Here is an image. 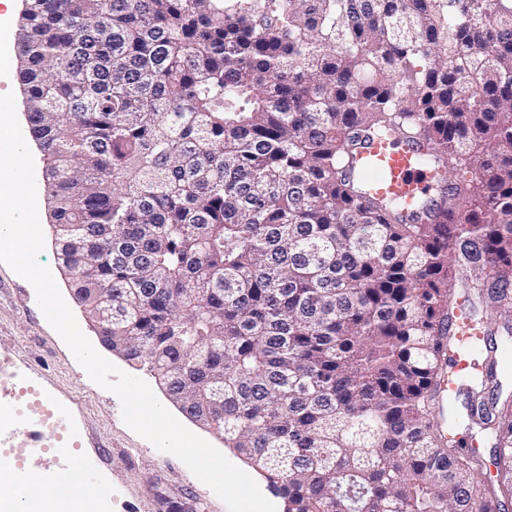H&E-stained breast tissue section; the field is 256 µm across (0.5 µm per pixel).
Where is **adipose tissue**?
<instances>
[{"instance_id":"obj_1","label":"adipose tissue","mask_w":512,"mask_h":512,"mask_svg":"<svg viewBox=\"0 0 512 512\" xmlns=\"http://www.w3.org/2000/svg\"><path fill=\"white\" fill-rule=\"evenodd\" d=\"M93 489L0 472V512H85Z\"/></svg>"}]
</instances>
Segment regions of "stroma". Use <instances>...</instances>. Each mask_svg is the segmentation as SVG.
<instances>
[{
    "instance_id": "stroma-1",
    "label": "stroma",
    "mask_w": 512,
    "mask_h": 512,
    "mask_svg": "<svg viewBox=\"0 0 512 512\" xmlns=\"http://www.w3.org/2000/svg\"><path fill=\"white\" fill-rule=\"evenodd\" d=\"M20 17L0 50V95L24 100L18 80L16 37ZM33 386L42 404L0 421V456H14L21 471L55 481H80L66 458L77 455L95 477L96 512H227V507L176 457L157 450L128 428L118 397L94 383L46 321L32 285L0 264V406H12V386ZM66 408L57 448L31 447L27 421L42 407Z\"/></svg>"
}]
</instances>
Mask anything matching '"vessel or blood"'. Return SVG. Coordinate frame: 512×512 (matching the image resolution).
<instances>
[{
  "label": "vessel or blood",
  "instance_id": "b4317fda",
  "mask_svg": "<svg viewBox=\"0 0 512 512\" xmlns=\"http://www.w3.org/2000/svg\"><path fill=\"white\" fill-rule=\"evenodd\" d=\"M421 149L396 135L363 138L354 155L357 170L368 173L366 198L387 201L401 200L406 210H415L438 182L443 172L422 166ZM449 331L458 343L451 359L447 378L442 386L447 394H455L460 382L470 376L476 364L466 347L482 342L484 333L471 321L465 300H457L452 307Z\"/></svg>",
  "mask_w": 512,
  "mask_h": 512
}]
</instances>
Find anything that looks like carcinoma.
Wrapping results in <instances>:
<instances>
[{
	"instance_id": "carcinoma-1",
	"label": "carcinoma",
	"mask_w": 512,
	"mask_h": 512,
	"mask_svg": "<svg viewBox=\"0 0 512 512\" xmlns=\"http://www.w3.org/2000/svg\"><path fill=\"white\" fill-rule=\"evenodd\" d=\"M20 44L59 269L113 352L288 512L502 509L508 0H26ZM388 129L443 168L411 214L353 174ZM460 294L503 319L465 381L490 481L433 427Z\"/></svg>"
}]
</instances>
